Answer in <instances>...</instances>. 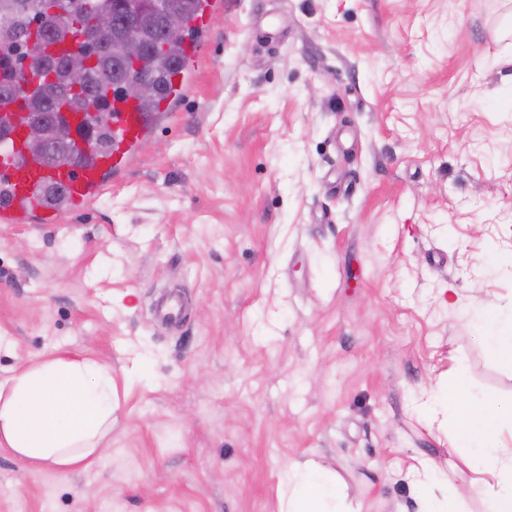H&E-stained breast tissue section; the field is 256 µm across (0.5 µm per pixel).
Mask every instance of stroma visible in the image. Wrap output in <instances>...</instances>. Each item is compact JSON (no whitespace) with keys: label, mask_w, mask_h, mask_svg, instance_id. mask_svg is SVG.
Wrapping results in <instances>:
<instances>
[{"label":"stroma","mask_w":512,"mask_h":512,"mask_svg":"<svg viewBox=\"0 0 512 512\" xmlns=\"http://www.w3.org/2000/svg\"><path fill=\"white\" fill-rule=\"evenodd\" d=\"M223 2L122 179L0 224V380L76 352L116 392L84 470L0 447V512H275L308 460L354 512H488L442 385L512 396L472 325L512 308V0ZM424 465L449 486L417 488Z\"/></svg>","instance_id":"stroma-1"}]
</instances>
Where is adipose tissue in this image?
I'll list each match as a JSON object with an SVG mask.
<instances>
[{
	"label": "adipose tissue",
	"mask_w": 512,
	"mask_h": 512,
	"mask_svg": "<svg viewBox=\"0 0 512 512\" xmlns=\"http://www.w3.org/2000/svg\"><path fill=\"white\" fill-rule=\"evenodd\" d=\"M476 329L487 351L512 368V314L480 308ZM463 458L486 491L489 512H512V400L472 395L463 380L448 383ZM112 371L73 355L49 357L0 381V447L40 466H86L112 429ZM278 512H348L335 480L320 467L281 473Z\"/></svg>",
	"instance_id": "ef3b65f1"
}]
</instances>
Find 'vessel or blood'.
I'll return each mask as SVG.
<instances>
[{
	"instance_id": "vessel-or-blood-1",
	"label": "vessel or blood",
	"mask_w": 512,
	"mask_h": 512,
	"mask_svg": "<svg viewBox=\"0 0 512 512\" xmlns=\"http://www.w3.org/2000/svg\"><path fill=\"white\" fill-rule=\"evenodd\" d=\"M218 0H206L190 22L198 36L185 46L182 61L170 78L166 101L160 102L157 112L139 111L132 100L113 101L105 120L112 131L110 148L92 153L82 129L94 123L95 113H80L71 127L72 157L48 166L33 157L21 145L17 132L22 124L21 113L11 103L0 100V117L7 115L12 124L0 139V224H56L67 215L85 211L97 201L114 179L121 177L132 165L163 118L169 100L186 96L190 90L193 68L204 49L200 38L207 30ZM55 185L59 204L45 201L42 190Z\"/></svg>"
}]
</instances>
